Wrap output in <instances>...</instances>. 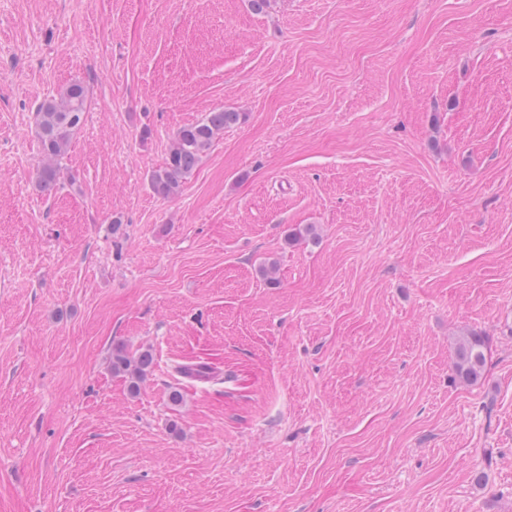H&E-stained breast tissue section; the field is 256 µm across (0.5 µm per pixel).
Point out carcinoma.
Instances as JSON below:
<instances>
[{"label":"carcinoma","instance_id":"carcinoma-1","mask_svg":"<svg viewBox=\"0 0 512 512\" xmlns=\"http://www.w3.org/2000/svg\"><path fill=\"white\" fill-rule=\"evenodd\" d=\"M86 112L87 96L80 83L69 85L59 97L40 104L37 128L44 162L37 169L36 179L42 191L49 192L57 186L61 172L58 160L65 155L74 134L84 125ZM243 119L240 112L218 109L181 127L174 136L164 163L150 175L153 194L164 199L177 194L183 181L209 150L216 135L241 123ZM455 358L456 373L463 382L472 383L482 378L487 363L485 337L470 333L460 339L455 348ZM153 363V354L148 349L131 355L124 347L118 346L112 352V372L126 377L133 394L139 393L140 384Z\"/></svg>","mask_w":512,"mask_h":512}]
</instances>
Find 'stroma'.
Returning a JSON list of instances; mask_svg holds the SVG:
<instances>
[{
  "instance_id": "obj_1",
  "label": "stroma",
  "mask_w": 512,
  "mask_h": 512,
  "mask_svg": "<svg viewBox=\"0 0 512 512\" xmlns=\"http://www.w3.org/2000/svg\"><path fill=\"white\" fill-rule=\"evenodd\" d=\"M0 512H512V0H0ZM88 101L81 83L66 87L58 98L45 100L37 112L38 139L45 161L37 169L38 187L52 191L60 179L57 161L63 158L74 134L86 120ZM240 112L218 109L204 118L181 127L174 136L164 163L150 175L153 194L169 198L178 193L183 181L209 150L214 138L224 129L241 123ZM485 336L470 333L456 345V373L465 383H472L483 377L487 363ZM153 363V354L149 349L130 355L124 346H118L112 352V371L126 377L132 394L139 393L140 384L150 372Z\"/></svg>"
}]
</instances>
